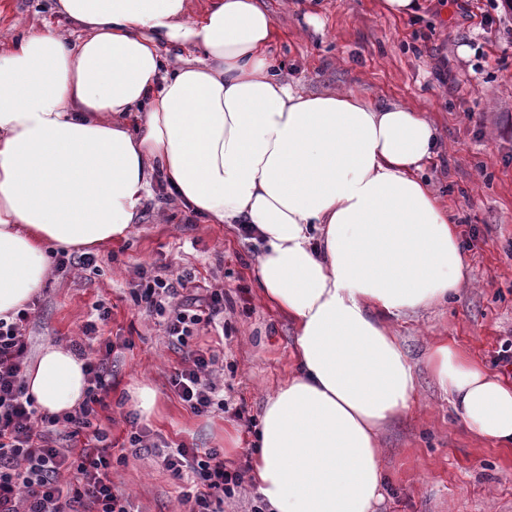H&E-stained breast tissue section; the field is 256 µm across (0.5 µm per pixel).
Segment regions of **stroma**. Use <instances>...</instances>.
I'll return each instance as SVG.
<instances>
[{"label":"stroma","instance_id":"stroma-1","mask_svg":"<svg viewBox=\"0 0 512 512\" xmlns=\"http://www.w3.org/2000/svg\"><path fill=\"white\" fill-rule=\"evenodd\" d=\"M262 2L277 29L269 57L284 80L311 93L354 87L375 102L429 115L443 149L424 173L469 242L457 295L393 322L417 369V403L380 433L388 481L378 512H512V447L474 436L426 366L430 348L446 340L512 384V365L495 363L500 346L512 342V35L503 31L512 10L503 9L504 0H485L492 22L484 25L461 0H421L411 20L387 14L382 0ZM56 4L0 0V41L35 25L66 27ZM259 252V243L206 223L155 185L126 240L98 248L90 266L50 272L30 323V353L69 343L93 306L104 304L110 315L99 334L114 344L104 397L113 441L138 429L153 441L220 449L226 467L249 473L255 433L246 422L260 418L268 395L295 369L294 327L259 295ZM144 268L186 271L200 285L223 289L224 319L199 339L223 363V409L195 415L171 387L180 356L157 318L137 313L130 296ZM139 386L157 395L152 415L136 404ZM124 455L112 481L134 512H185L181 484L152 449L126 447Z\"/></svg>","mask_w":512,"mask_h":512}]
</instances>
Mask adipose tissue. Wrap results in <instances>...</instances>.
<instances>
[{"instance_id": "ef3b65f1", "label": "adipose tissue", "mask_w": 512, "mask_h": 512, "mask_svg": "<svg viewBox=\"0 0 512 512\" xmlns=\"http://www.w3.org/2000/svg\"><path fill=\"white\" fill-rule=\"evenodd\" d=\"M82 36L0 46V319L42 288L55 249L125 240L161 174L211 224H250L261 296L294 325L297 372L261 414L252 479L270 512H375L378 435L417 372L386 323L448 302L463 278L453 221L419 175L423 114L282 81L258 0H57ZM188 56L163 68L164 47ZM426 363L477 437L512 447V384L442 341ZM85 362L45 346L28 394L62 414Z\"/></svg>"}]
</instances>
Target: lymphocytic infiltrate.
<instances>
[{
    "label": "lymphocytic infiltrate",
    "mask_w": 512,
    "mask_h": 512,
    "mask_svg": "<svg viewBox=\"0 0 512 512\" xmlns=\"http://www.w3.org/2000/svg\"><path fill=\"white\" fill-rule=\"evenodd\" d=\"M187 281L184 273L164 278L143 270L130 295L139 311L165 316L167 343L183 354L170 384L192 413L205 415L219 389L215 358L192 341L223 314L224 293L209 288L184 299L180 289ZM96 310V321L72 342L86 361L87 395L65 414L42 410L27 392L31 308L19 310L12 321L0 319V512H131L128 498L112 483L110 432L99 418L112 386V344L95 341L98 322L109 316L104 305ZM63 438L69 447H60ZM161 463L173 480L188 483V512H217L242 484L241 472L226 469L215 448L180 443L162 451Z\"/></svg>",
    "instance_id": "1"
}]
</instances>
